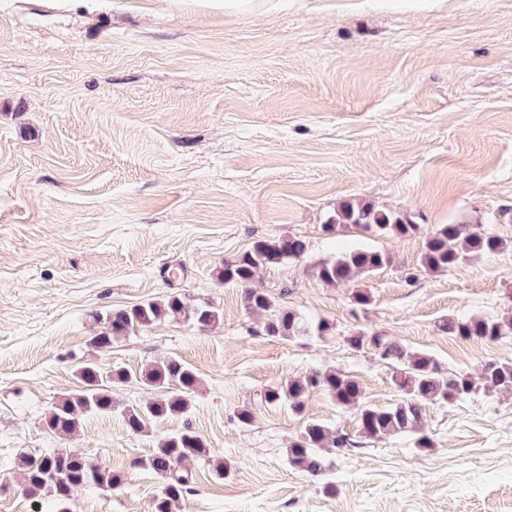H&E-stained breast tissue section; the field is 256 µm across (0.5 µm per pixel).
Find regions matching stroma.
Returning a JSON list of instances; mask_svg holds the SVG:
<instances>
[{
	"mask_svg": "<svg viewBox=\"0 0 512 512\" xmlns=\"http://www.w3.org/2000/svg\"><path fill=\"white\" fill-rule=\"evenodd\" d=\"M346 201L420 231L329 229ZM444 224L510 244L430 273L424 236ZM286 234L306 242L304 258L261 269L253 286L330 328L282 340L216 274ZM355 248L391 258L364 280L363 309L354 284L314 273ZM176 294L220 309V322L166 318L93 346L112 309ZM510 313L512 0H266L250 15L196 0H0V512H58L50 493L22 495L17 466L56 448L123 477L75 491L69 512H149L163 481L144 461L187 427L226 475L195 465L177 512H512V391L423 405L433 448L362 439L328 455L324 482L288 460L308 421L357 430L323 388L301 415L235 417L255 390L326 369L394 405L395 363L352 348L359 331L479 375L512 360V339L438 326ZM171 356L200 378L186 415L137 435L117 412L85 416L70 437L45 427L86 364L124 368L112 397L135 406L155 396L142 373Z\"/></svg>",
	"mask_w": 512,
	"mask_h": 512,
	"instance_id": "obj_1",
	"label": "stroma"
}]
</instances>
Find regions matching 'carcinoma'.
I'll return each mask as SVG.
<instances>
[{
    "label": "carcinoma",
    "mask_w": 512,
    "mask_h": 512,
    "mask_svg": "<svg viewBox=\"0 0 512 512\" xmlns=\"http://www.w3.org/2000/svg\"><path fill=\"white\" fill-rule=\"evenodd\" d=\"M356 227L392 237L411 236L419 225L398 213L377 209L370 204L345 202L331 220L330 227ZM507 241L492 231L466 224H444L427 234L421 264L428 272L460 270L470 261L493 255L505 249ZM306 243L293 235L258 240L247 251L224 262L217 279L226 285L243 289L244 304L252 313H267V335L290 339L312 330L325 332L328 323L317 326L302 315L288 309L276 308L264 292L250 287L257 271L264 266L278 265L286 260L301 259ZM390 264V257L381 251L356 248L339 257L325 261L315 268L317 277L329 286L360 282L372 273ZM180 316L204 327L221 319V313L210 305L173 295L163 301H148L127 308H115L106 317L103 331L93 337L99 348L112 346V340L127 335L131 330L149 327L167 317ZM440 328L450 336L476 338L497 342L512 337V316L502 318H456L442 320ZM354 349L372 345L382 356L399 361L391 374V383L400 392L401 400L388 408H380L365 401L359 382L338 370H329L267 385L250 402L237 410L236 418L249 425L254 414L270 407L286 405L295 414L305 408L310 389L323 388L337 406L355 412L358 436L382 438L387 435H405L418 450L433 447V440L422 425L421 406L425 402L442 407L463 401L483 392L491 394L512 389V361H489L475 379L467 373L447 374L437 360L425 351H405L384 336H368L355 332L347 338ZM81 389L57 402L45 418L46 428L56 434L69 436L77 432L81 416L104 414L121 409L126 430L137 435L148 420L163 421L182 416L189 411L190 396L199 385V376L188 364L176 357H167L142 375L141 383L161 393V397L140 406L119 407L112 401L111 386L128 381L122 368L100 367L88 364L78 373ZM356 447L351 436L339 433L319 422H309L288 448L292 465L311 478L321 480L328 470L322 451L334 449L343 456ZM211 463V451L196 432L185 429L167 437L146 459L145 465L161 476L165 484L151 502L150 512H176L179 502L193 491V471L186 468L190 461ZM23 493L37 497L50 493L65 505L74 491L84 487L115 489L122 484L120 475L104 466H94L75 451L55 449L38 457L23 456Z\"/></svg>",
    "instance_id": "1"
}]
</instances>
